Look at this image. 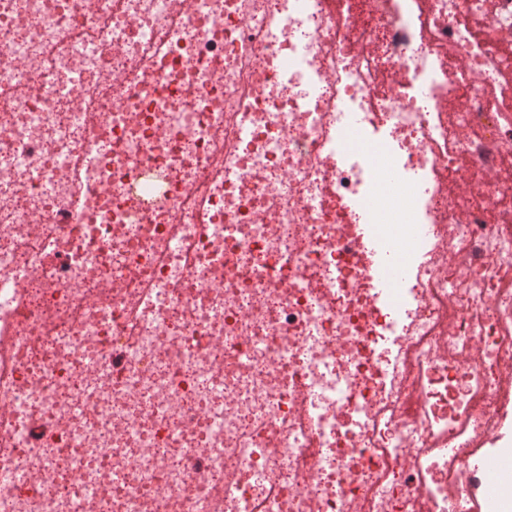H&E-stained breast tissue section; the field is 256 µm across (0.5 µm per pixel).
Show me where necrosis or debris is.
Returning a JSON list of instances; mask_svg holds the SVG:
<instances>
[{"instance_id": "4bbe7bcc", "label": "necrosis or debris", "mask_w": 512, "mask_h": 512, "mask_svg": "<svg viewBox=\"0 0 512 512\" xmlns=\"http://www.w3.org/2000/svg\"><path fill=\"white\" fill-rule=\"evenodd\" d=\"M1 340L0 512H501L512 0H0Z\"/></svg>"}]
</instances>
